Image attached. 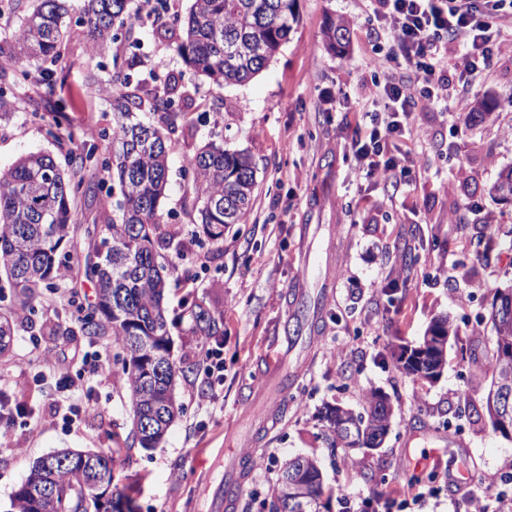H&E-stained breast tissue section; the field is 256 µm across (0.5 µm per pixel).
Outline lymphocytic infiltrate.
I'll list each match as a JSON object with an SVG mask.
<instances>
[{"label": "lymphocytic infiltrate", "instance_id": "f902f5d3", "mask_svg": "<svg viewBox=\"0 0 512 512\" xmlns=\"http://www.w3.org/2000/svg\"><path fill=\"white\" fill-rule=\"evenodd\" d=\"M374 36L389 45L384 63H405L421 74L420 88L385 79L374 93L383 102L382 113H371L370 123L358 127L352 142L357 161L356 175L382 183L402 182L397 157H384L388 141L403 136L412 112L434 103L445 111L444 91L449 75L459 84L486 70L495 60L493 30L512 23L507 0H376Z\"/></svg>", "mask_w": 512, "mask_h": 512}]
</instances>
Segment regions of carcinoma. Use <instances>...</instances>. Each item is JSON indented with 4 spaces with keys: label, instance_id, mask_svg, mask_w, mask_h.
I'll return each instance as SVG.
<instances>
[{
    "label": "carcinoma",
    "instance_id": "cac0c4a2",
    "mask_svg": "<svg viewBox=\"0 0 512 512\" xmlns=\"http://www.w3.org/2000/svg\"><path fill=\"white\" fill-rule=\"evenodd\" d=\"M79 22L88 48L102 52L115 47L112 62V125L101 131L106 151L74 143L73 126L63 112L49 113L47 134L73 144L66 166L49 154L32 153L0 171V291L13 290L19 309L35 312L49 302L64 280L88 281L95 301L76 306L72 322L93 336L112 337L113 363L125 387L132 416V433L143 448L158 445L168 428L183 414L175 389L181 369L171 355L170 328L185 319L201 336L217 333L215 318L191 302L178 317L165 303L166 265L156 247L183 233L162 212L168 183V157L179 148L193 189L184 213L213 241L233 224L247 223L255 186L254 164L245 153L211 141L190 142L192 120L185 112L182 75L169 73L148 88L131 85L141 65L139 26L134 24L131 0H76ZM175 0H154V35L166 41L186 66L221 84L243 83L261 72L288 41L297 21L296 0H192L181 13ZM71 0H35L17 26L0 32V56L19 63L18 82L30 77L35 64L49 78L60 58L64 37L62 19ZM334 50L348 41V27L329 22L323 32ZM118 187L119 214L103 224H81L77 207L89 201L106 210L111 187ZM493 354L489 393L502 382L512 390V374L501 363V350L512 349V288L497 291L490 314ZM456 327L446 317L435 319L428 336H451ZM382 395L365 396L363 412L339 405L325 408L324 440L330 448H350L346 415L355 424L359 448H377L389 428L392 411ZM97 469L89 475L103 482L112 512H136L132 499L112 489V453L92 451ZM83 453L56 452L54 463L39 460L14 492L11 512H102L103 504L85 490L77 462ZM56 491V508L48 510L40 490ZM323 478L316 458L297 455L279 469L272 488L270 512H322Z\"/></svg>",
    "mask_w": 512,
    "mask_h": 512
}]
</instances>
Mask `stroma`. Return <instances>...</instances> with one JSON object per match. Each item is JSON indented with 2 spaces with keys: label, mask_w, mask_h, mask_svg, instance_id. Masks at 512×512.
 <instances>
[{
  "label": "stroma",
  "mask_w": 512,
  "mask_h": 512,
  "mask_svg": "<svg viewBox=\"0 0 512 512\" xmlns=\"http://www.w3.org/2000/svg\"><path fill=\"white\" fill-rule=\"evenodd\" d=\"M298 20L254 78L217 85L195 75L144 25L137 77L183 75L196 144L219 134L226 149L254 164L247 223L221 241L170 244L167 302L193 297L218 320L217 336L190 323L171 330L184 415L155 448L132 438L127 394L112 380V339L75 332L52 336L53 307L38 305L14 323L11 353L0 358V400L27 414L0 427V512L32 464L60 448L113 449L115 481L137 512H211L236 453L255 466L232 512H269L280 463L314 455L325 475L324 512H494L486 480L512 471V439L493 431L484 409L491 380L489 314L496 289L512 286V199L491 193L512 167V29L491 70L468 90L449 80L456 116L433 105L413 116L401 144L414 167L402 191L353 176L351 142L370 90L384 76L370 60V0H297ZM345 21L349 42L329 50L327 18ZM50 80L13 88L12 115L0 121V168L30 152L64 161L43 117L64 106L79 139L98 142L112 110L94 84L111 86L112 60L88 49L77 15ZM487 107L488 117L477 108ZM309 305L298 343L285 334L291 309ZM453 320L456 336L433 382L405 375L400 346L418 345L431 320ZM216 349L222 379L207 382L198 358ZM63 361L75 382L55 391ZM391 407L381 448L332 450L322 438L326 405L361 410L366 392ZM82 411L72 415L71 403ZM471 482L459 490L458 471Z\"/></svg>",
  "instance_id": "obj_1"
}]
</instances>
